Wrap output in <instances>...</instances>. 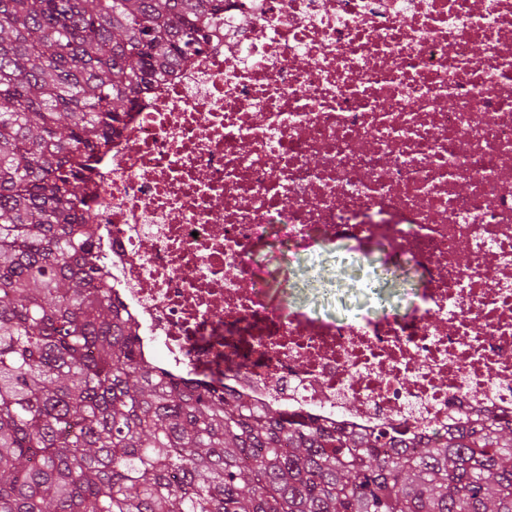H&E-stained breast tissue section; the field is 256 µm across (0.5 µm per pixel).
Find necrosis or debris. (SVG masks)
<instances>
[{
	"instance_id": "necrosis-or-debris-1",
	"label": "necrosis or debris",
	"mask_w": 512,
	"mask_h": 512,
	"mask_svg": "<svg viewBox=\"0 0 512 512\" xmlns=\"http://www.w3.org/2000/svg\"><path fill=\"white\" fill-rule=\"evenodd\" d=\"M85 196L170 379L406 444L512 416V0H224ZM274 230L429 279L404 315L311 316L253 261Z\"/></svg>"
}]
</instances>
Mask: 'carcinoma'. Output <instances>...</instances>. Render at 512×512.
<instances>
[{
	"instance_id": "1",
	"label": "carcinoma",
	"mask_w": 512,
	"mask_h": 512,
	"mask_svg": "<svg viewBox=\"0 0 512 512\" xmlns=\"http://www.w3.org/2000/svg\"><path fill=\"white\" fill-rule=\"evenodd\" d=\"M224 0H0V512H512V420L404 450L140 355L85 172Z\"/></svg>"
}]
</instances>
